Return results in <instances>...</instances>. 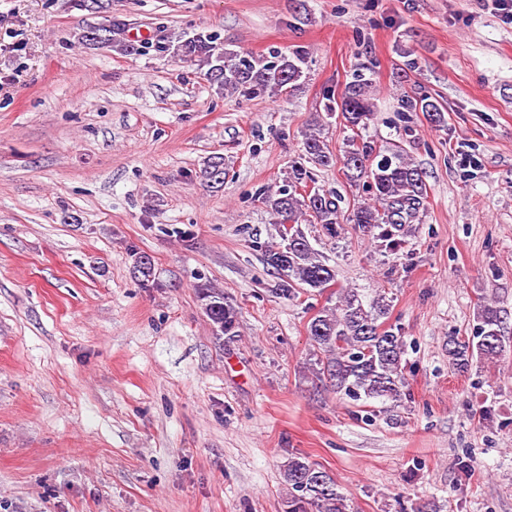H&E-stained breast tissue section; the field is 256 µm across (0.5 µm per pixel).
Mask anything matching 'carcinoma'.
<instances>
[{"label": "carcinoma", "instance_id": "carcinoma-1", "mask_svg": "<svg viewBox=\"0 0 512 512\" xmlns=\"http://www.w3.org/2000/svg\"><path fill=\"white\" fill-rule=\"evenodd\" d=\"M124 28L123 20L113 17L107 25L79 34V40L88 45H114L128 55L139 52V47L117 38ZM161 49L195 65L217 93L246 100L293 93L300 87L307 67V52L301 47L242 55L226 48L218 35L211 33L183 35ZM370 84L371 80L357 71L341 92H325L327 115L338 113L344 126L355 131L345 139L340 154L330 148L318 118L303 133L302 153L293 161L282 186L261 193L279 224L278 231L290 228L288 237L293 239L290 245L284 240L276 245L257 244L266 265L279 278L277 291L284 295L293 296L304 288H326L335 281V270L319 259L302 225L318 224L334 238L338 225L355 224L363 234L381 241L390 250L396 237L404 235L409 225L418 223L425 211L426 172L414 165L400 146L384 151L375 141L361 139L357 134L366 129L374 115ZM405 105L410 112L425 113L436 127L447 125L444 111L428 94L408 99ZM338 163L342 164L348 183L361 181L368 193L364 199L353 200L347 210L345 197L317 185L314 177V169H327ZM202 174L210 181L224 182V159H210ZM132 258L135 278L148 284L154 266L144 264L143 253L135 252ZM199 299L216 335L227 340L239 336L238 307L224 292L203 288ZM390 309L391 301L384 297L366 305L354 290L346 289L335 306L325 307L313 316L307 333L315 377L329 379L336 393L353 400L399 399L406 386V342L400 327L386 324ZM478 320L472 336L448 339V360L461 372L475 363L493 361L503 353L500 310L486 303L478 311ZM283 479L288 486V512H353L335 478L305 456L288 459Z\"/></svg>", "mask_w": 512, "mask_h": 512}]
</instances>
